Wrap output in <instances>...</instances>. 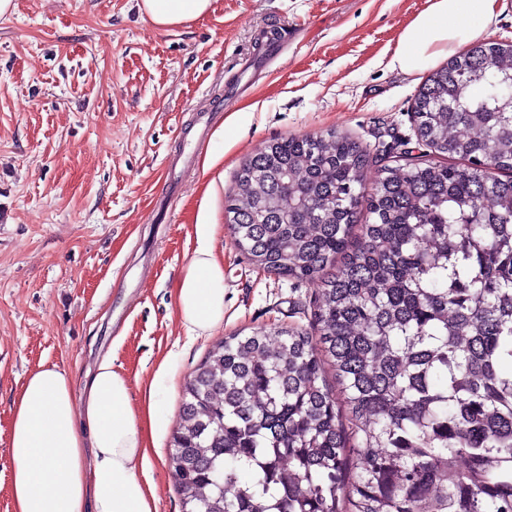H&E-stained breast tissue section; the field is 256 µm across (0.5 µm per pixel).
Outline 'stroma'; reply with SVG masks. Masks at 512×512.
Instances as JSON below:
<instances>
[{
  "instance_id": "stroma-1",
  "label": "stroma",
  "mask_w": 512,
  "mask_h": 512,
  "mask_svg": "<svg viewBox=\"0 0 512 512\" xmlns=\"http://www.w3.org/2000/svg\"><path fill=\"white\" fill-rule=\"evenodd\" d=\"M0 17V512H13L12 403L40 364L75 396L104 355L140 403L160 365L173 391L148 438L156 512H181L169 465L183 386L238 332L305 326L318 279L251 263L225 205L250 154L336 132L381 165L415 149L426 72L388 65L427 0H216L202 21L156 28L139 0H15ZM208 129L223 155L167 163ZM206 211L224 270V319L195 336L174 304Z\"/></svg>"
}]
</instances>
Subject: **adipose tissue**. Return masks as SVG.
<instances>
[{
  "label": "adipose tissue",
  "instance_id": "adipose-tissue-1",
  "mask_svg": "<svg viewBox=\"0 0 512 512\" xmlns=\"http://www.w3.org/2000/svg\"><path fill=\"white\" fill-rule=\"evenodd\" d=\"M498 4L428 0L400 34L390 67L412 74L455 55L488 31ZM140 6L156 27L171 29L206 18L213 0H141ZM212 232V224L198 218L197 246L174 296L183 326L199 336L224 319V272L210 244ZM165 377L158 370L137 412L111 357L97 362L79 400L57 365L32 372L14 401L9 431L14 512H155L153 486L137 473L148 448L136 420L143 415L150 424L159 422Z\"/></svg>",
  "mask_w": 512,
  "mask_h": 512
}]
</instances>
